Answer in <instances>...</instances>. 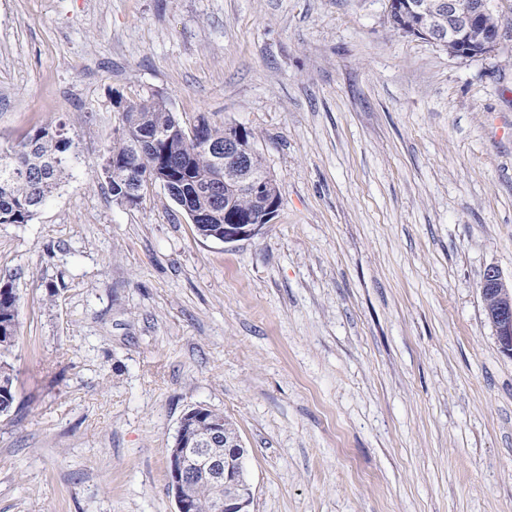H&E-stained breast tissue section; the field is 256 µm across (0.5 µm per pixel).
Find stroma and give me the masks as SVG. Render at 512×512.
Segmentation results:
<instances>
[{"mask_svg":"<svg viewBox=\"0 0 512 512\" xmlns=\"http://www.w3.org/2000/svg\"><path fill=\"white\" fill-rule=\"evenodd\" d=\"M491 56L399 34L386 0H0V146L47 124L70 175L0 224L18 298L0 512H177L184 412L224 413L250 512H512V0ZM239 125L282 205L198 236L101 173L115 97ZM480 293L499 346L503 353L512 357V279L507 280L497 268L490 267L483 274Z\"/></svg>","mask_w":512,"mask_h":512,"instance_id":"stroma-1","label":"stroma"}]
</instances>
